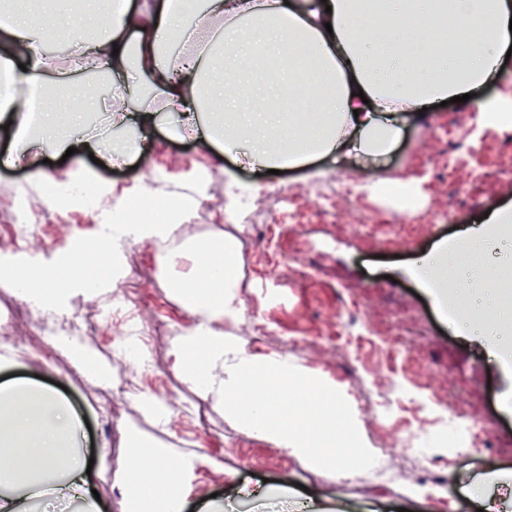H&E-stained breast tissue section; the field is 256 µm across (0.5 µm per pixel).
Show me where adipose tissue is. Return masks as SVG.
I'll use <instances>...</instances> for the list:
<instances>
[{
  "instance_id": "1",
  "label": "adipose tissue",
  "mask_w": 512,
  "mask_h": 512,
  "mask_svg": "<svg viewBox=\"0 0 512 512\" xmlns=\"http://www.w3.org/2000/svg\"><path fill=\"white\" fill-rule=\"evenodd\" d=\"M448 12L462 20L463 42L439 48L425 32ZM56 32L74 57L64 72L46 51L51 32L45 22L0 12V124H12L17 155L62 154L82 142L92 111L103 104L74 81V74L122 71L132 59L150 78L161 104L140 103L133 118L117 108L108 140L91 144L104 158L137 151L140 136L163 111L175 117L172 135L199 132L209 145L238 152L259 167L353 155L362 168L373 169L419 110L474 93L501 75L512 49V0H184L179 7L172 0H126L121 10L96 16L69 6ZM173 44L179 45L178 53L170 52ZM300 57L311 60L310 71L296 67ZM245 72L261 74L280 89L316 87L321 110L309 129L292 125L286 112L267 102L242 98L238 82ZM32 89L79 95L83 109L72 113L68 133L58 134L55 112L30 119L26 93ZM84 172L77 163L57 175L34 171L31 179L46 204H55L60 194L77 204ZM178 186L170 223L127 224L120 218L127 201L151 200L152 190L138 184L117 198L111 183L96 180L100 221L93 236L109 252L108 276L73 275L86 252L80 238L48 257L29 251L0 255V273L22 298L62 312L70 293L92 295L125 276L128 244L165 242L174 225L190 221L205 187L191 173ZM236 258L233 241L192 238L159 256L161 277L201 317L176 352L187 376L236 423L291 453L313 457L318 449L332 447L342 456L358 452L355 430L340 436L334 428V387L311 371L289 366L287 358L257 357L225 338L221 323L238 322L244 314ZM256 380L319 389L324 406L318 426L288 420L272 404L242 400L243 388ZM79 432L77 415L53 395L25 384L0 388V512H21L22 499L35 501L50 491L82 499L85 512H97ZM181 483V475L159 461L150 482L130 475L131 512H159L178 498Z\"/></svg>"
}]
</instances>
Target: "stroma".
Masks as SVG:
<instances>
[{"mask_svg":"<svg viewBox=\"0 0 512 512\" xmlns=\"http://www.w3.org/2000/svg\"><path fill=\"white\" fill-rule=\"evenodd\" d=\"M511 100L512 65L477 90L473 103L435 107L411 120L381 172L322 159L284 168L279 175L260 174L235 156L203 149L196 139H170L165 120L127 161L98 168L88 153L79 155L118 194L140 182L168 190L188 171L205 173L199 206L189 223L173 233L169 246L185 238L235 240L246 316L224 324L225 337L252 355L286 356L289 364L333 384L370 450L365 460L348 456L328 464L287 452L269 437L232 423L224 408L185 377L175 351L198 317L160 278L154 243L129 244L126 276L99 295L72 296L62 314L24 301L9 280L0 278V315H13L33 340L29 354L0 350V383L52 391L85 421L80 447L94 458L90 477L101 499L100 512L127 510L134 432L188 467L179 512H299L305 504L321 512H478L468 497L477 482L495 501L511 500L512 339L479 323L477 314L449 318V298L475 297L471 276L458 274L452 286L439 287L418 269L419 256L437 252L444 266L454 265L468 228L483 223L486 214L512 212L511 182L474 180L475 169L512 164V151L477 116L481 104ZM450 127L465 144L483 150L474 158L463 156L448 181L441 171L447 166L444 132ZM13 151V132L0 128V240L18 252L25 248L27 231L16 225L12 212L29 186L30 172L21 163L2 165ZM386 174L415 183L423 208L452 209V223L415 224L397 234L391 205L377 190ZM340 175L355 179L358 198L339 203L333 214H321L301 196L309 183L331 185ZM241 183L255 186L248 197L254 221L225 223L227 194ZM280 189L287 191L289 204H281ZM27 200L29 223L37 228L44 254L89 236L94 227V213L52 208L35 196ZM354 210L369 215L371 224L352 223ZM304 264L309 275L296 277L295 269ZM350 294L359 301L352 313L343 306ZM134 310L148 319L154 336L147 372L130 362L121 369L114 365L123 339L117 317ZM69 321L84 325L78 341L112 366L111 380L88 374L58 345ZM387 331L399 334L411 351L409 361L388 357L378 345L376 335ZM428 373L435 376V397L447 398V410L426 404L421 417L401 419L391 410L393 387L419 383ZM160 389L176 393L191 413L175 424L155 420L142 398ZM459 408L483 426L481 447L428 443L433 429L451 428ZM214 429L223 430V441L211 439ZM405 435L410 442L403 448L399 440ZM388 471L400 472V480L384 482Z\"/></svg>","mask_w":512,"mask_h":512,"instance_id":"obj_1","label":"stroma"}]
</instances>
